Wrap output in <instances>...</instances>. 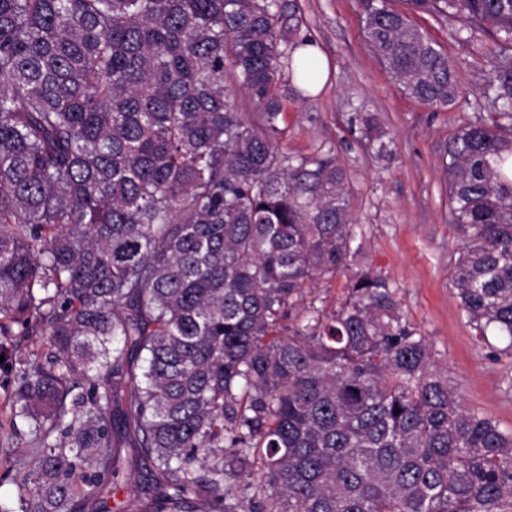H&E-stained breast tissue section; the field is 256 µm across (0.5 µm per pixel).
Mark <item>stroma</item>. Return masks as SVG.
<instances>
[{"label": "stroma", "mask_w": 512, "mask_h": 512, "mask_svg": "<svg viewBox=\"0 0 512 512\" xmlns=\"http://www.w3.org/2000/svg\"><path fill=\"white\" fill-rule=\"evenodd\" d=\"M298 6L301 32L315 42L327 74L313 93L282 76L283 151H333L349 174L364 263L398 288L405 317L427 337L464 408L511 430L512 394L504 393L501 380L512 359L475 343L454 294L451 273L462 241L449 221L443 166L449 138L491 110L485 80L492 34L477 29L455 39L446 24L417 15L447 49L462 91L455 106L434 109L399 92L371 53L358 0H298ZM364 113L385 130L390 155L378 159L363 148L357 117Z\"/></svg>", "instance_id": "stroma-1"}]
</instances>
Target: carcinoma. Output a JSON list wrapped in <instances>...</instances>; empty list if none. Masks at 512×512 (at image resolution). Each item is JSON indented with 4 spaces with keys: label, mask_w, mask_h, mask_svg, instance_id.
Instances as JSON below:
<instances>
[{
    "label": "carcinoma",
    "mask_w": 512,
    "mask_h": 512,
    "mask_svg": "<svg viewBox=\"0 0 512 512\" xmlns=\"http://www.w3.org/2000/svg\"><path fill=\"white\" fill-rule=\"evenodd\" d=\"M390 2L360 0L372 54L455 105L448 54ZM405 2L495 37L496 111L445 172L461 314L512 357V0ZM300 22L297 0H0V356L29 424L0 512H109L128 467L138 512H512V430L462 407L359 263L336 157L279 146L282 68L316 71ZM340 275L337 305L303 304Z\"/></svg>",
    "instance_id": "cac0c4a2"
}]
</instances>
